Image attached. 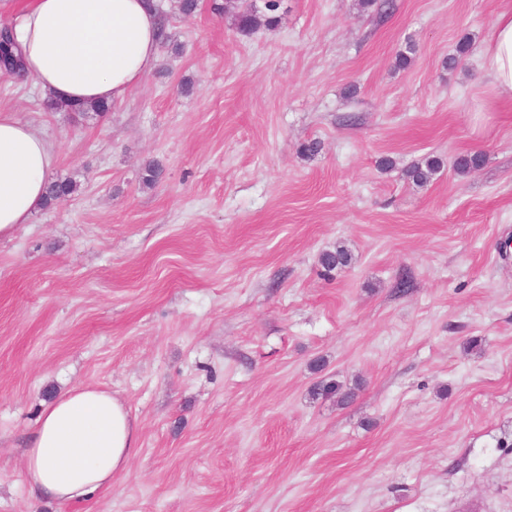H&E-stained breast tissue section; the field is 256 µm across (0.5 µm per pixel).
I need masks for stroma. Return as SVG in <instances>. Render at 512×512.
Returning <instances> with one entry per match:
<instances>
[{
	"label": "stroma",
	"mask_w": 512,
	"mask_h": 512,
	"mask_svg": "<svg viewBox=\"0 0 512 512\" xmlns=\"http://www.w3.org/2000/svg\"><path fill=\"white\" fill-rule=\"evenodd\" d=\"M159 2L172 41L104 117L0 76L79 185L0 239V512H512V100L481 55L512 0H283L249 35ZM76 385L139 451L92 502L35 500L18 446ZM441 168V161L437 158H426L423 162L413 164L406 169V176L418 186L429 184ZM353 256L344 244L336 243L333 250H327L320 257L321 266L328 272L351 265ZM311 395L315 399L336 397V403L344 405L353 398L354 392L342 382L328 378L316 382L312 387Z\"/></svg>",
	"instance_id": "35a3bbf8"
}]
</instances>
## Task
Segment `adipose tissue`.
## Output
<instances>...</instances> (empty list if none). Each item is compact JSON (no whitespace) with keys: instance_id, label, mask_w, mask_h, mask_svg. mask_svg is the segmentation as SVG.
Segmentation results:
<instances>
[{"instance_id":"1","label":"adipose tissue","mask_w":512,"mask_h":512,"mask_svg":"<svg viewBox=\"0 0 512 512\" xmlns=\"http://www.w3.org/2000/svg\"><path fill=\"white\" fill-rule=\"evenodd\" d=\"M21 82L68 105L122 100L157 62L156 0H31L15 28ZM498 97L512 99V7L499 11L482 49ZM51 145L0 107V237L42 206ZM139 448V431L109 391L79 385L47 403L24 442L31 494L66 504L111 488Z\"/></svg>"}]
</instances>
